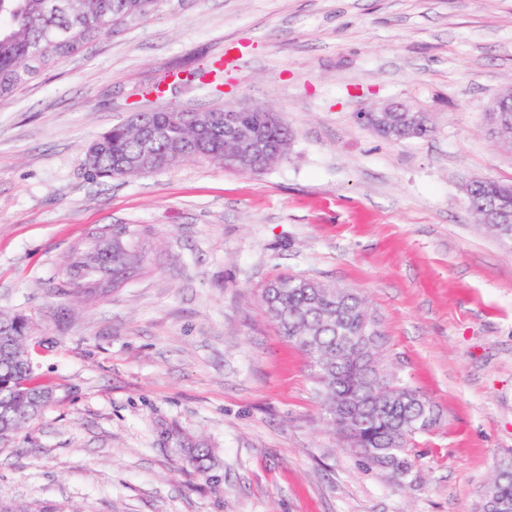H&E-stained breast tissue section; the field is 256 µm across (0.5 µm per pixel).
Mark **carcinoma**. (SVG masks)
I'll return each mask as SVG.
<instances>
[{"instance_id":"cac0c4a2","label":"carcinoma","mask_w":512,"mask_h":512,"mask_svg":"<svg viewBox=\"0 0 512 512\" xmlns=\"http://www.w3.org/2000/svg\"><path fill=\"white\" fill-rule=\"evenodd\" d=\"M161 0H0V98L26 86L38 69L82 54L102 34H114L155 12ZM143 121L113 125L87 147H96L85 170L93 182L151 173L190 160L224 165V108L208 112H144ZM238 126L290 146L286 121L268 126L255 112H236ZM390 142L426 139L429 118L381 125L378 113L362 122ZM468 208L486 223L490 210H512V195L500 183L469 184ZM98 230L73 248L60 269L63 283L88 296L107 293L131 279L143 263L142 251L125 239L102 240ZM268 318L280 336L306 356L324 419L332 424L367 470H378L400 484L415 467L413 441L433 429L423 419L437 416L435 405L401 377L385 371L381 323L356 291L312 278L281 275L262 291ZM30 323L20 314L0 313V438L36 419L51 401L28 356ZM486 496L512 512V455L498 459Z\"/></svg>"}]
</instances>
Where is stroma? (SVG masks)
<instances>
[{"instance_id": "stroma-1", "label": "stroma", "mask_w": 512, "mask_h": 512, "mask_svg": "<svg viewBox=\"0 0 512 512\" xmlns=\"http://www.w3.org/2000/svg\"><path fill=\"white\" fill-rule=\"evenodd\" d=\"M205 71L167 88L163 77ZM512 83V0H165L0 98V312L31 318L52 398L0 439V500L36 512H479L512 452V252L464 185L512 184L485 112ZM272 106L293 131L256 175L194 161L93 182L84 149L135 112ZM428 112L386 141L363 107ZM141 230L144 271L59 294L70 248ZM359 292L383 367L436 406L411 484L361 468L304 355L261 304L276 275ZM207 444L206 472L184 440ZM370 112L375 113H373L371 116ZM378 112H382V119L388 122L390 125L382 126L379 124L378 115L380 114H378ZM395 112H423L425 113L426 118L420 117L419 120L410 124H404L399 121H396L397 124H391L395 120ZM355 116L359 120H364L367 118V120L364 122L359 123L372 129L378 136L390 142L426 139L433 132V128L430 125L427 112L410 106L386 107L383 109L360 108L358 112H356ZM369 117L370 119H368Z\"/></svg>"}]
</instances>
